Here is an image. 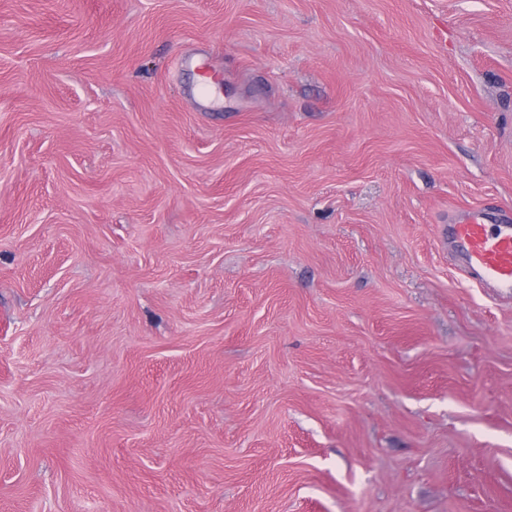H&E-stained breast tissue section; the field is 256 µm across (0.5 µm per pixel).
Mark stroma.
<instances>
[{
	"label": "stroma",
	"instance_id": "stroma-1",
	"mask_svg": "<svg viewBox=\"0 0 512 512\" xmlns=\"http://www.w3.org/2000/svg\"><path fill=\"white\" fill-rule=\"evenodd\" d=\"M466 209L512 0H0V512H512Z\"/></svg>",
	"mask_w": 512,
	"mask_h": 512
}]
</instances>
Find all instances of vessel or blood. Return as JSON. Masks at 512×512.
<instances>
[{"label":"vessel or blood","instance_id":"vessel-or-blood-1","mask_svg":"<svg viewBox=\"0 0 512 512\" xmlns=\"http://www.w3.org/2000/svg\"><path fill=\"white\" fill-rule=\"evenodd\" d=\"M448 238L457 248L458 269L468 279L499 299L512 297V224L490 227L485 214L467 212L448 226Z\"/></svg>","mask_w":512,"mask_h":512}]
</instances>
